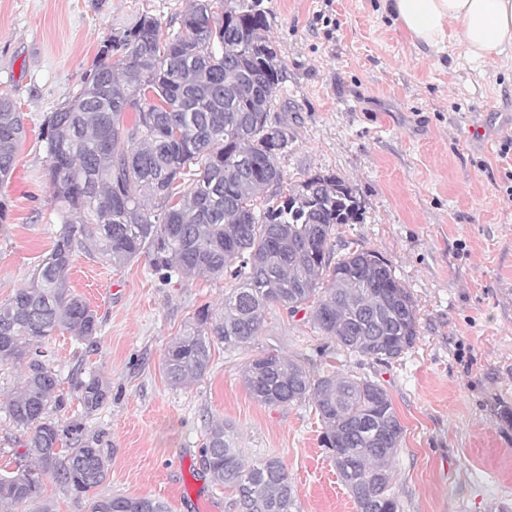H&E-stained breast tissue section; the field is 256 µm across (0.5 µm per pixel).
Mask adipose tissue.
<instances>
[{"label": "adipose tissue", "instance_id": "ef3b65f1", "mask_svg": "<svg viewBox=\"0 0 512 512\" xmlns=\"http://www.w3.org/2000/svg\"><path fill=\"white\" fill-rule=\"evenodd\" d=\"M385 9L413 45L431 51L456 39L475 63L512 51V0H386Z\"/></svg>", "mask_w": 512, "mask_h": 512}]
</instances>
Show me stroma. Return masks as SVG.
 <instances>
[{"instance_id":"1","label":"stroma","mask_w":512,"mask_h":512,"mask_svg":"<svg viewBox=\"0 0 512 512\" xmlns=\"http://www.w3.org/2000/svg\"><path fill=\"white\" fill-rule=\"evenodd\" d=\"M192 0H0V93L25 116L12 174L0 182V303L27 283L63 229L46 179L40 128L79 87L112 29L142 13L177 30ZM283 80L269 117L288 125L277 160L288 184L332 173L353 190L360 221L341 224L335 255L377 252L410 290L419 337L382 364L336 349L302 316L270 307L245 350L214 345L209 370L172 387L165 349L196 310H221L230 279L164 281L148 261L121 267L76 252L72 290L99 318L94 344L58 331L47 343L64 400L62 427L96 440L105 482L75 497L43 477L37 499L0 512H90L114 494L152 497L169 512H230L231 490L202 465L210 425L223 424L245 461L276 457L296 490L292 512H356L320 446L311 406L258 403L242 380L248 358L278 352L317 373L365 377L388 392L404 433L393 464L400 512H512V64L474 63L461 40L436 54L414 47L382 0H263ZM111 386L86 414L74 381ZM23 384L0 367V473L26 440L4 410Z\"/></svg>"}]
</instances>
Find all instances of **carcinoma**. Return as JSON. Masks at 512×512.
I'll list each match as a JSON object with an SVG mask.
<instances>
[{"instance_id":"carcinoma-1","label":"carcinoma","mask_w":512,"mask_h":512,"mask_svg":"<svg viewBox=\"0 0 512 512\" xmlns=\"http://www.w3.org/2000/svg\"><path fill=\"white\" fill-rule=\"evenodd\" d=\"M261 2L195 0L167 35L140 15L106 36L74 96L46 115V176L64 228L28 283L0 304V366L25 364L22 389L5 409L35 461L0 474V505L37 498L46 474L77 498L107 476L96 441L66 437L49 414L58 380L45 341L63 330L92 344L99 330L96 311L66 279L78 250L116 267L144 257L165 281L186 274L237 282L221 312L199 308L169 342L163 370L176 387L206 375L213 343L250 347L272 305L304 313L337 347L379 363L415 345L416 302L390 265L364 249L333 256L336 226L360 220L351 187L322 173L284 185L277 158L288 150V129L269 127L283 66L264 36ZM127 112L134 122H125ZM24 137L23 113L0 94V181ZM242 380L261 404L314 406L322 446L357 512H400L392 464L403 426L379 383L315 375L273 352L249 359ZM74 390L91 414L110 385L95 375ZM202 463L235 492V512H291L295 489L283 462L245 464L224 425L209 429ZM91 512L168 507L116 495L94 501Z\"/></svg>"}]
</instances>
